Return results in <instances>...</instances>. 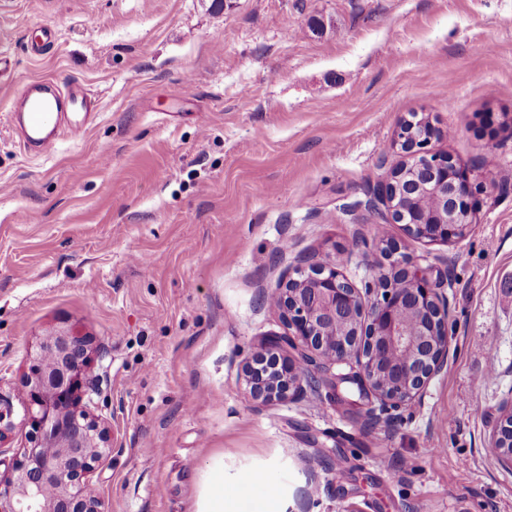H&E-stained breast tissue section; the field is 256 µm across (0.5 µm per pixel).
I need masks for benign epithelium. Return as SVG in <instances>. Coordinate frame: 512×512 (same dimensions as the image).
Here are the masks:
<instances>
[{
    "mask_svg": "<svg viewBox=\"0 0 512 512\" xmlns=\"http://www.w3.org/2000/svg\"><path fill=\"white\" fill-rule=\"evenodd\" d=\"M441 135L425 118L402 120L397 144L405 160L366 202L370 209L384 205L394 223L428 244L455 240L458 213L471 215L466 173L450 156L427 150ZM409 169L450 188V212L407 221L399 200ZM381 255L378 287L362 291L337 263L306 259L288 272L271 302L288 333L263 339L245 367L255 402L299 399L316 390L318 374L352 360L361 370L352 379L360 395L374 396L385 409L421 399L448 361V300L396 244L381 247ZM395 274L406 287L393 286ZM24 388L27 415L18 424L9 396L0 393V443L15 437L22 443L19 456L9 462L0 458V512H105L90 477L112 443L109 429L91 411L96 379L88 338L66 329L44 337ZM510 417L512 396L502 406L493 441L512 432Z\"/></svg>",
    "mask_w": 512,
    "mask_h": 512,
    "instance_id": "7a95c632",
    "label": "benign epithelium"
}]
</instances>
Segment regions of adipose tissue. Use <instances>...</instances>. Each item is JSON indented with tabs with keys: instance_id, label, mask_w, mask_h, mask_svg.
<instances>
[{
	"instance_id": "obj_1",
	"label": "adipose tissue",
	"mask_w": 512,
	"mask_h": 512,
	"mask_svg": "<svg viewBox=\"0 0 512 512\" xmlns=\"http://www.w3.org/2000/svg\"><path fill=\"white\" fill-rule=\"evenodd\" d=\"M287 502L280 486L267 471L258 478L225 479L216 470L196 502L195 512H286Z\"/></svg>"
}]
</instances>
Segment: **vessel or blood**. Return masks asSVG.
Segmentation results:
<instances>
[{"instance_id":"1","label":"vessel or blood","mask_w":512,"mask_h":512,"mask_svg":"<svg viewBox=\"0 0 512 512\" xmlns=\"http://www.w3.org/2000/svg\"><path fill=\"white\" fill-rule=\"evenodd\" d=\"M98 112L99 101L84 84L43 77L21 85L6 118L24 148L39 154L61 136L89 129Z\"/></svg>"}]
</instances>
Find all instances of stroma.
<instances>
[{"label":"stroma","instance_id":"1","mask_svg":"<svg viewBox=\"0 0 512 512\" xmlns=\"http://www.w3.org/2000/svg\"><path fill=\"white\" fill-rule=\"evenodd\" d=\"M0 0V391L42 338L92 337L106 512H192L215 466L268 469L287 512H512L490 447L512 396V0ZM54 47L35 59L43 27ZM87 85L95 123L26 154V80ZM445 129L473 222L429 245L361 202L400 122ZM447 297V366L412 405L328 391L260 405L243 366L306 257L356 285L375 225Z\"/></svg>","mask_w":512,"mask_h":512}]
</instances>
